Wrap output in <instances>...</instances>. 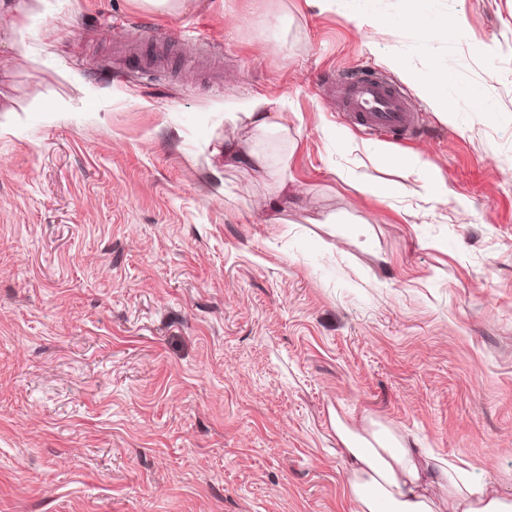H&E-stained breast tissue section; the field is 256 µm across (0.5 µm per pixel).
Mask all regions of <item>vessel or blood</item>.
<instances>
[{"label": "vessel or blood", "instance_id": "1", "mask_svg": "<svg viewBox=\"0 0 512 512\" xmlns=\"http://www.w3.org/2000/svg\"><path fill=\"white\" fill-rule=\"evenodd\" d=\"M321 90L335 94L348 120L366 133L396 136L413 128L414 112L401 88L375 74L362 70L349 79L322 85Z\"/></svg>", "mask_w": 512, "mask_h": 512}]
</instances>
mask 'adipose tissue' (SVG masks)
Segmentation results:
<instances>
[{
  "mask_svg": "<svg viewBox=\"0 0 512 512\" xmlns=\"http://www.w3.org/2000/svg\"><path fill=\"white\" fill-rule=\"evenodd\" d=\"M345 493L357 512H512V497L452 461L408 447L386 429L337 423Z\"/></svg>",
  "mask_w": 512,
  "mask_h": 512,
  "instance_id": "ef3b65f1",
  "label": "adipose tissue"
}]
</instances>
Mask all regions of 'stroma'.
<instances>
[{
  "instance_id": "obj_1",
  "label": "stroma",
  "mask_w": 512,
  "mask_h": 512,
  "mask_svg": "<svg viewBox=\"0 0 512 512\" xmlns=\"http://www.w3.org/2000/svg\"><path fill=\"white\" fill-rule=\"evenodd\" d=\"M53 2L0 0V512H356L340 420L512 496V0ZM362 66L414 134L321 93ZM256 97L273 169H217ZM273 102L266 98L252 99L242 110L229 108L224 117L231 123L248 122L257 132H288L287 127L273 121Z\"/></svg>"
}]
</instances>
